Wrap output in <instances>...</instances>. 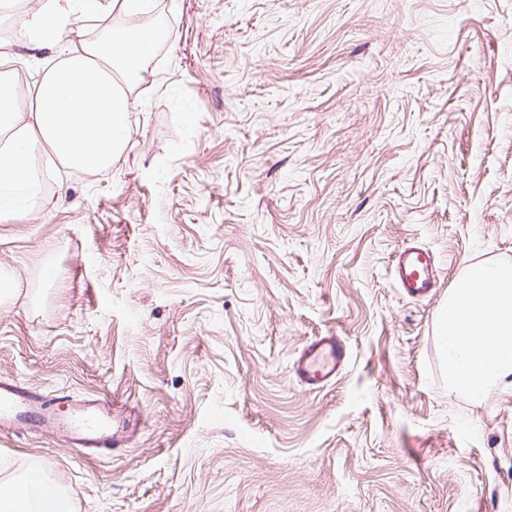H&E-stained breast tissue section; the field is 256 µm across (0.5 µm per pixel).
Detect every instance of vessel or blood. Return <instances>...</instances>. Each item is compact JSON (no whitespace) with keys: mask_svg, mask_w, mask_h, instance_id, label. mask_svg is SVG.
<instances>
[{"mask_svg":"<svg viewBox=\"0 0 512 512\" xmlns=\"http://www.w3.org/2000/svg\"><path fill=\"white\" fill-rule=\"evenodd\" d=\"M392 277L409 298L433 297L438 288L434 258L428 249L409 245L394 261ZM349 359L346 342L327 334L307 341L295 357L290 373L305 390L317 391L336 380ZM52 427L75 448H117L125 444L123 433L112 426V411L98 400L76 403L69 413H59L24 383L0 381V433Z\"/></svg>","mask_w":512,"mask_h":512,"instance_id":"1","label":"vessel or blood"}]
</instances>
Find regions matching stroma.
Here are the masks:
<instances>
[{"instance_id": "1", "label": "stroma", "mask_w": 512, "mask_h": 512, "mask_svg": "<svg viewBox=\"0 0 512 512\" xmlns=\"http://www.w3.org/2000/svg\"><path fill=\"white\" fill-rule=\"evenodd\" d=\"M111 169L49 160L55 204L0 223V379L128 412L124 447L0 434L73 512H512V383L451 390L438 318L512 266V0H155ZM14 13L0 71L34 96ZM430 248L412 300L391 259ZM346 339L327 387L305 341ZM391 274L397 288L415 300L432 298L439 288L432 253L419 245L398 252ZM349 359L346 342L326 334L307 341L295 357L290 373L307 391H318L336 380Z\"/></svg>"}]
</instances>
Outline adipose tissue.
Masks as SVG:
<instances>
[{
  "label": "adipose tissue",
  "mask_w": 512,
  "mask_h": 512,
  "mask_svg": "<svg viewBox=\"0 0 512 512\" xmlns=\"http://www.w3.org/2000/svg\"><path fill=\"white\" fill-rule=\"evenodd\" d=\"M153 0H37L17 22L34 49L61 46L79 11H119L130 24L90 42L61 47V58L41 77L34 102L19 94L12 75L0 74V222L46 209L50 195L34 169L53 153L72 169H109L132 132L135 101L127 84L142 77L159 37L132 21ZM455 304L439 316L441 354L448 379L472 395L512 377V267L470 266L454 290ZM0 512H70L69 496L46 476L0 484Z\"/></svg>",
  "instance_id": "1"
}]
</instances>
